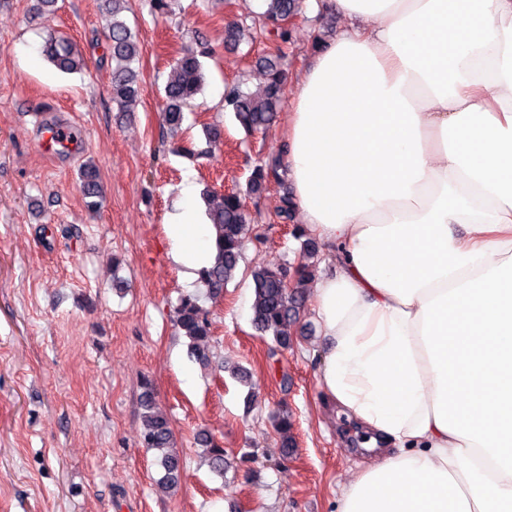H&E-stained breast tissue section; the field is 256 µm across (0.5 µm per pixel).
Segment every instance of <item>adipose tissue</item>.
<instances>
[{
    "label": "adipose tissue",
    "instance_id": "obj_1",
    "mask_svg": "<svg viewBox=\"0 0 512 512\" xmlns=\"http://www.w3.org/2000/svg\"><path fill=\"white\" fill-rule=\"evenodd\" d=\"M285 163L335 255L312 298L319 383L370 461L338 512H512V0H331ZM187 278L211 260L168 224Z\"/></svg>",
    "mask_w": 512,
    "mask_h": 512
}]
</instances>
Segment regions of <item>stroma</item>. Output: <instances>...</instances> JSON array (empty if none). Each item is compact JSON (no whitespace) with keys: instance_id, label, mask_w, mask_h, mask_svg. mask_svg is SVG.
Instances as JSON below:
<instances>
[{"instance_id":"stroma-1","label":"stroma","mask_w":512,"mask_h":512,"mask_svg":"<svg viewBox=\"0 0 512 512\" xmlns=\"http://www.w3.org/2000/svg\"><path fill=\"white\" fill-rule=\"evenodd\" d=\"M104 0H0V512H336L340 485L363 459L356 424L319 387L321 338L311 309L315 281L334 255L304 243L275 216L280 190L245 199L254 235L236 278L204 300L216 341V368L188 354L175 325L181 297L199 293L171 256L166 227L192 185L198 223L205 192L244 187L252 166L278 154L287 112L265 134L246 135L224 110V90L255 87L251 68L264 39L224 44V27L246 25L260 0H178L155 15L151 0H129L139 32L141 97L121 112L109 95ZM345 19L321 0L302 6L284 48L283 100L313 61V42L340 33ZM73 38L87 66L64 74L42 53L48 30ZM206 84L177 136H163L160 92L172 59L195 47ZM75 130L76 148L42 150L43 124ZM220 126L221 144L197 160L185 140L204 145ZM93 161L104 191L89 212L78 169ZM279 261L307 264L300 315L279 348L251 325V270ZM151 383L171 422L182 459L180 483L158 491V450L140 441V397ZM288 414L293 448L281 452L274 419ZM209 431L227 464L216 477L197 441Z\"/></svg>"}]
</instances>
